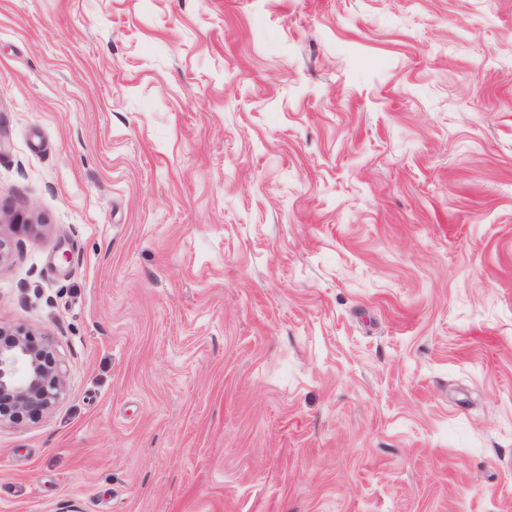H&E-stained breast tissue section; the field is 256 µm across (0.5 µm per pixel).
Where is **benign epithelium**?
I'll return each instance as SVG.
<instances>
[{"instance_id":"7a95c632","label":"benign epithelium","mask_w":512,"mask_h":512,"mask_svg":"<svg viewBox=\"0 0 512 512\" xmlns=\"http://www.w3.org/2000/svg\"><path fill=\"white\" fill-rule=\"evenodd\" d=\"M65 390L51 339L22 328L0 326V399L11 410L0 423L36 420L50 411Z\"/></svg>"}]
</instances>
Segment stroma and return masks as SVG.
<instances>
[{
	"label": "stroma",
	"instance_id": "obj_1",
	"mask_svg": "<svg viewBox=\"0 0 512 512\" xmlns=\"http://www.w3.org/2000/svg\"><path fill=\"white\" fill-rule=\"evenodd\" d=\"M0 139V512H512V0H0ZM65 390L54 343L22 328L0 326V399L11 410L0 411V423L36 420L50 411Z\"/></svg>",
	"mask_w": 512,
	"mask_h": 512
}]
</instances>
